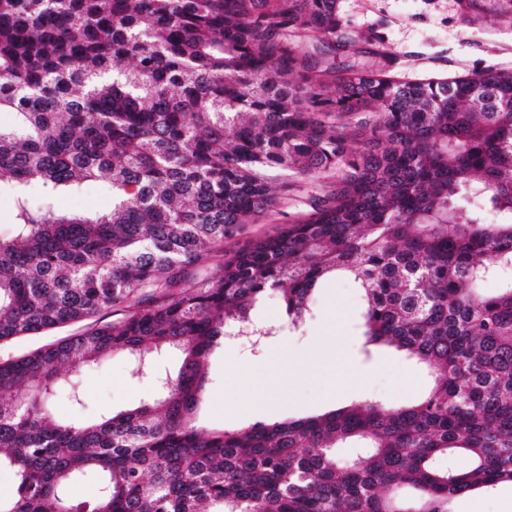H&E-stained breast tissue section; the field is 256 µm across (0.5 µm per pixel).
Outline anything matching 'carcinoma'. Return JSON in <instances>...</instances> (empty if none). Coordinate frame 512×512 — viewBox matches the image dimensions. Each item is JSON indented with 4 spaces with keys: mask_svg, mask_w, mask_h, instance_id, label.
<instances>
[{
    "mask_svg": "<svg viewBox=\"0 0 512 512\" xmlns=\"http://www.w3.org/2000/svg\"><path fill=\"white\" fill-rule=\"evenodd\" d=\"M339 2L0 0V343L88 325L0 361V466L17 476L0 512H451L512 484V280L481 288L512 272V71L408 80L382 52L338 67L322 47L359 41ZM456 3L512 22V0ZM293 176L336 188L225 252ZM91 182L110 212L59 213ZM328 277L360 286L367 342L427 367L430 392L198 427L214 349L299 330ZM275 297L285 317L253 321ZM113 355L150 395L87 418L70 366ZM89 472L91 503L71 490ZM13 213V195L7 183L0 178V236L11 233Z\"/></svg>",
    "mask_w": 512,
    "mask_h": 512,
    "instance_id": "obj_1",
    "label": "carcinoma"
}]
</instances>
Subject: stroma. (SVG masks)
Returning <instances> with one entry per match:
<instances>
[{"label": "stroma", "instance_id": "35a3bbf8", "mask_svg": "<svg viewBox=\"0 0 512 512\" xmlns=\"http://www.w3.org/2000/svg\"><path fill=\"white\" fill-rule=\"evenodd\" d=\"M350 33L362 35L359 51L385 47L392 69L409 79L448 78L480 67L512 70V27L462 18L455 0H340ZM313 191L295 182L285 191L280 213L256 218L246 237L226 241L225 251L247 238L276 234L281 225L308 211ZM67 214L105 213L112 193L99 183L59 200ZM313 317L302 332L272 338L262 354L239 341L225 342L209 356L205 398L198 422L205 429L316 415L372 398L388 404L417 400L429 387L427 371L386 346L365 349L359 328L361 290L350 280H330L315 292ZM88 414L135 407L147 385L128 374L119 356L78 372ZM452 512H512V485L456 498Z\"/></svg>", "mask_w": 512, "mask_h": 512}]
</instances>
